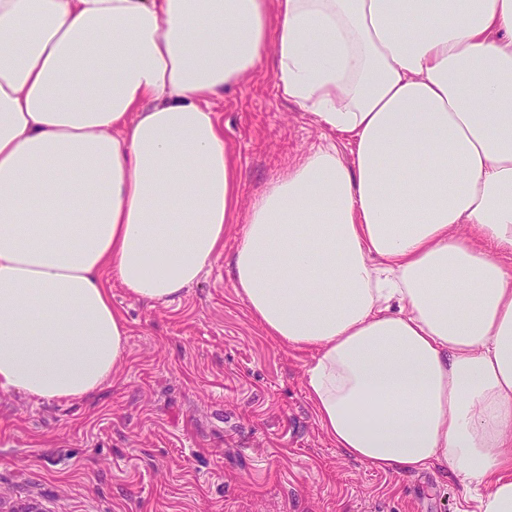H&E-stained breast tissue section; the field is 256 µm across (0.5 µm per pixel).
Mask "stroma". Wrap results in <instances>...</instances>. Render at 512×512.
Instances as JSON below:
<instances>
[{
	"instance_id": "obj_1",
	"label": "stroma",
	"mask_w": 512,
	"mask_h": 512,
	"mask_svg": "<svg viewBox=\"0 0 512 512\" xmlns=\"http://www.w3.org/2000/svg\"><path fill=\"white\" fill-rule=\"evenodd\" d=\"M242 171L240 210L324 139L263 67L217 103ZM244 229L180 299L149 307L113 286L126 359L100 393L0 390V512H464L434 468L393 476L346 457L305 394L307 355L265 335L237 297Z\"/></svg>"
}]
</instances>
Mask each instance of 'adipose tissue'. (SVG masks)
<instances>
[{"label": "adipose tissue", "instance_id": "obj_1", "mask_svg": "<svg viewBox=\"0 0 512 512\" xmlns=\"http://www.w3.org/2000/svg\"><path fill=\"white\" fill-rule=\"evenodd\" d=\"M268 60L325 143L251 202L237 294L343 455L512 512V0H0V389L102 391L106 275L165 306L223 254L214 104Z\"/></svg>", "mask_w": 512, "mask_h": 512}]
</instances>
